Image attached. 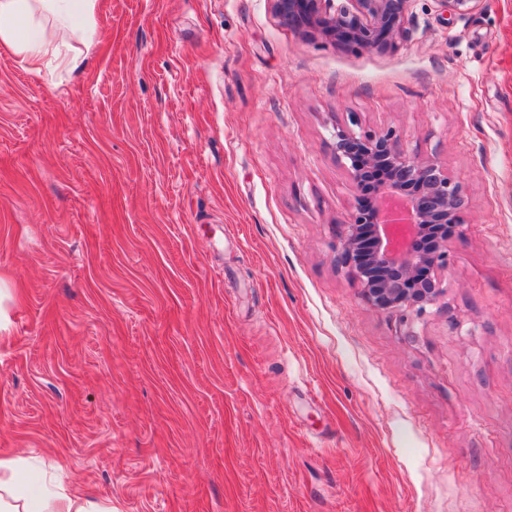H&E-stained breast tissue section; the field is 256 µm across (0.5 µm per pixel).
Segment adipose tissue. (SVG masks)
I'll use <instances>...</instances> for the list:
<instances>
[{
  "instance_id": "ef3b65f1",
  "label": "adipose tissue",
  "mask_w": 512,
  "mask_h": 512,
  "mask_svg": "<svg viewBox=\"0 0 512 512\" xmlns=\"http://www.w3.org/2000/svg\"><path fill=\"white\" fill-rule=\"evenodd\" d=\"M98 8L99 0H0V46L38 75L55 58L83 71L100 38ZM24 469L22 459L0 458V512H112L63 483L26 478Z\"/></svg>"
}]
</instances>
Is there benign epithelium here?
<instances>
[{
    "instance_id": "obj_1",
    "label": "benign epithelium",
    "mask_w": 512,
    "mask_h": 512,
    "mask_svg": "<svg viewBox=\"0 0 512 512\" xmlns=\"http://www.w3.org/2000/svg\"><path fill=\"white\" fill-rule=\"evenodd\" d=\"M280 22L304 35L366 52L397 48L413 0H271ZM356 195L338 262L381 311L421 315L442 294L448 242L464 222L461 186L432 158L410 155L396 132L334 129Z\"/></svg>"
}]
</instances>
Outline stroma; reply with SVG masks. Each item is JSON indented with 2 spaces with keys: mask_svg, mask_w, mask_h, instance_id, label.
Masks as SVG:
<instances>
[{
  "mask_svg": "<svg viewBox=\"0 0 512 512\" xmlns=\"http://www.w3.org/2000/svg\"><path fill=\"white\" fill-rule=\"evenodd\" d=\"M53 77L0 48V457L112 512H512V0H413L395 50L271 0H100ZM463 189L443 292L336 262L333 129Z\"/></svg>",
  "mask_w": 512,
  "mask_h": 512,
  "instance_id": "obj_1",
  "label": "stroma"
}]
</instances>
